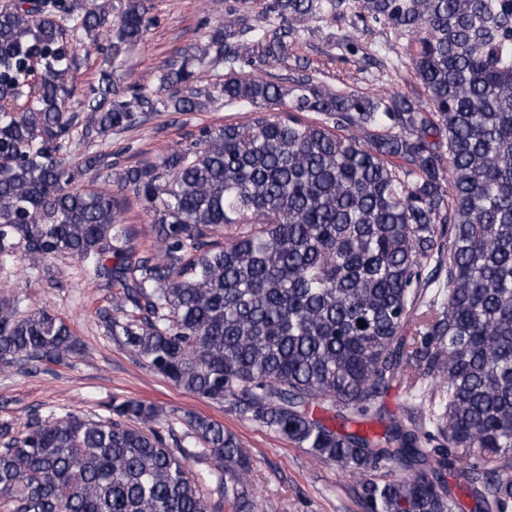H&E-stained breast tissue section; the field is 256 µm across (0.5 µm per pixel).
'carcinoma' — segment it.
Returning <instances> with one entry per match:
<instances>
[{
	"mask_svg": "<svg viewBox=\"0 0 512 512\" xmlns=\"http://www.w3.org/2000/svg\"><path fill=\"white\" fill-rule=\"evenodd\" d=\"M145 0L0 6V261L31 274L59 258L115 289L104 335L202 399L359 476L364 512H456L440 471H459L478 512H512V0H263L159 76L160 96L114 78L120 46L143 41ZM354 16L403 40L396 56L345 37L381 72L411 66L423 96L388 101L329 89L305 72L244 77L240 42L288 55L306 22ZM102 56L82 91L72 37ZM225 70L241 122L116 174L90 147L147 112H200L207 88L175 91L192 67ZM318 112L315 123L303 114ZM445 134L447 144L435 140ZM113 177L110 192L72 187ZM160 250L121 227L127 192ZM220 228L233 235L222 242ZM448 264L447 281L424 274ZM0 300V363L76 350L67 322ZM399 380L406 407L376 436ZM156 409L112 400L106 415L50 413L0 428V512H257L249 460L224 426L188 418L194 445ZM440 441L430 451L422 436ZM202 456L199 476L188 460ZM220 498L208 504L203 487Z\"/></svg>",
	"mask_w": 512,
	"mask_h": 512,
	"instance_id": "obj_1",
	"label": "carcinoma"
}]
</instances>
